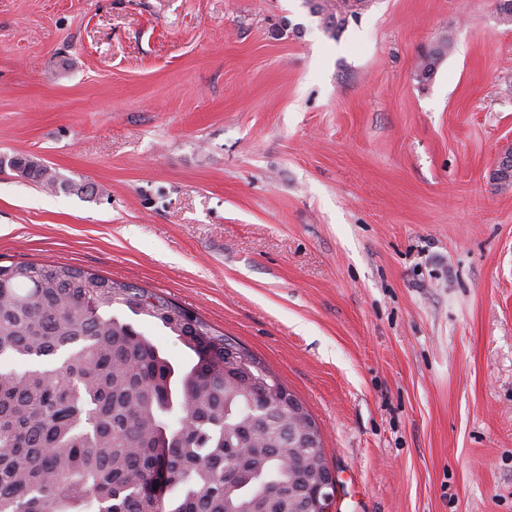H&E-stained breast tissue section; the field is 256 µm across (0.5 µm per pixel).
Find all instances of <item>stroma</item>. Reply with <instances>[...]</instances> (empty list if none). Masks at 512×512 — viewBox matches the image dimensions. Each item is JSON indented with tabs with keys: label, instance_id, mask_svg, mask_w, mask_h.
Returning <instances> with one entry per match:
<instances>
[{
	"label": "stroma",
	"instance_id": "stroma-1",
	"mask_svg": "<svg viewBox=\"0 0 512 512\" xmlns=\"http://www.w3.org/2000/svg\"><path fill=\"white\" fill-rule=\"evenodd\" d=\"M315 2L0 0V265L132 283L244 344L315 419L329 512H512V24ZM450 39L449 38H443L437 46L433 47L425 56H424V62L420 68L421 71V78H419L420 81H428L433 73L436 64L438 61L448 53V50L450 48ZM419 71V72H420ZM10 166L26 178L44 187L53 188L58 185L55 172L33 157L16 156L11 159Z\"/></svg>",
	"mask_w": 512,
	"mask_h": 512
}]
</instances>
